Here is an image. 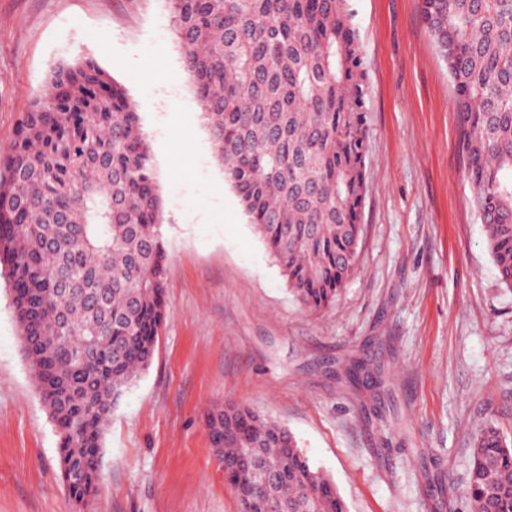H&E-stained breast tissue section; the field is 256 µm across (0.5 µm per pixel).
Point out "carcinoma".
I'll return each mask as SVG.
<instances>
[{
  "instance_id": "carcinoma-1",
  "label": "carcinoma",
  "mask_w": 512,
  "mask_h": 512,
  "mask_svg": "<svg viewBox=\"0 0 512 512\" xmlns=\"http://www.w3.org/2000/svg\"><path fill=\"white\" fill-rule=\"evenodd\" d=\"M224 173L314 310L357 261L367 86L348 0H168ZM454 87L472 204L512 287V0H422ZM0 174V275L60 438L76 504L99 494L112 408L151 364L165 320L163 205L140 118L93 59L63 62L20 121ZM242 512H348L281 423L233 403L206 415ZM475 512H512V445L493 423L471 448Z\"/></svg>"
}]
</instances>
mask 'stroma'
I'll return each instance as SVG.
<instances>
[{
  "instance_id": "1",
  "label": "stroma",
  "mask_w": 512,
  "mask_h": 512,
  "mask_svg": "<svg viewBox=\"0 0 512 512\" xmlns=\"http://www.w3.org/2000/svg\"><path fill=\"white\" fill-rule=\"evenodd\" d=\"M350 6L369 86L365 203L357 264L314 311L216 158L168 0H0V162L52 69L95 59L140 115L168 255L154 358L112 410L86 508L0 278V512H240L205 424L228 400L288 426L349 512H472L475 431L489 421L512 442V287L471 205L420 0ZM355 359L378 384L348 380Z\"/></svg>"
}]
</instances>
